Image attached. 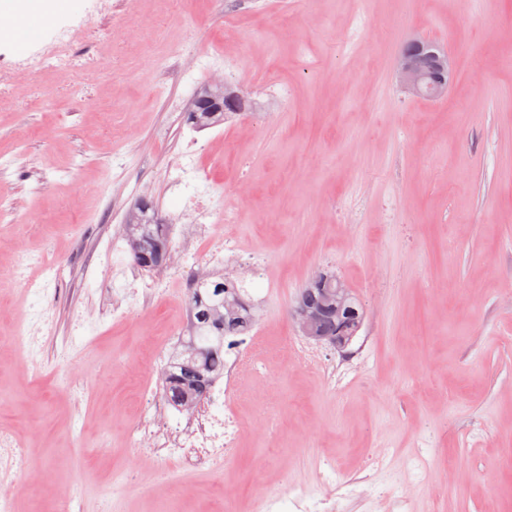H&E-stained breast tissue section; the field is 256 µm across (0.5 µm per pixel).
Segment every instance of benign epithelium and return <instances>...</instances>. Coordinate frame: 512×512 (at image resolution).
<instances>
[{"label": "benign epithelium", "mask_w": 512, "mask_h": 512, "mask_svg": "<svg viewBox=\"0 0 512 512\" xmlns=\"http://www.w3.org/2000/svg\"><path fill=\"white\" fill-rule=\"evenodd\" d=\"M396 72L400 86L408 96L434 99L447 92L453 78V65L447 52L426 41L415 40L401 51ZM246 102L247 96L241 88L221 80L212 81L194 100L197 106L218 112H243L246 110ZM313 282L335 289L336 310L343 308L347 289L341 279L334 280L328 272L321 271ZM289 316L307 339L336 348L340 346L339 341L331 337L315 335L314 328L319 314L308 301H298L289 309Z\"/></svg>", "instance_id": "obj_1"}]
</instances>
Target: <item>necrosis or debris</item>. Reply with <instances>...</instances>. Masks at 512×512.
Segmentation results:
<instances>
[{"instance_id": "obj_1", "label": "necrosis or debris", "mask_w": 512, "mask_h": 512, "mask_svg": "<svg viewBox=\"0 0 512 512\" xmlns=\"http://www.w3.org/2000/svg\"><path fill=\"white\" fill-rule=\"evenodd\" d=\"M114 10L113 0H92L84 15L52 24L47 39L40 46L1 61L0 105L19 109L27 103L32 90L24 77L30 72L63 75L78 71L88 85L103 80L104 74L100 70L81 66L73 44L78 37L95 36V18ZM170 190L184 203L176 221L187 227L178 245L177 276L194 284L208 274L220 271L236 286L247 287L255 281L270 282L268 260L259 255H247L238 240L231 236L208 252L206 264H197L195 256L199 245L211 237L215 224H236L240 217L235 211L217 207L215 188L203 176L196 152L184 155L170 180ZM105 259L112 268L109 315L125 320L148 313L153 299L162 290V280H140L136 267L119 250L107 251ZM286 345L301 364L322 366L326 386L331 390L341 385L357 368L356 362L347 359L321 360L306 340L296 336L287 337ZM248 359L257 365L266 362L259 354L258 338L254 335L225 347L223 380L195 410L173 416L165 402L155 400L152 394H144L138 404L139 424L130 434L132 444L146 450L160 470L174 460L215 471L223 469L235 456L241 442L237 411L245 375L244 362ZM384 455V449H374L357 477L340 476L330 468L320 472L318 479L326 490L320 498L324 512H342L345 496L369 485L373 474L380 471Z\"/></svg>"}]
</instances>
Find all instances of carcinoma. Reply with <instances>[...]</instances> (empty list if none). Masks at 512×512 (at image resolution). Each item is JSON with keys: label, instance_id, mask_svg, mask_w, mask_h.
Returning a JSON list of instances; mask_svg holds the SVG:
<instances>
[{"label": "carcinoma", "instance_id": "carcinoma-1", "mask_svg": "<svg viewBox=\"0 0 512 512\" xmlns=\"http://www.w3.org/2000/svg\"><path fill=\"white\" fill-rule=\"evenodd\" d=\"M225 112H206L194 107L186 122L193 129L221 125ZM126 241L130 254L145 256L137 266L146 271L162 266L168 257V225L161 223L153 205L142 201L126 224ZM252 323L250 303L242 289L211 280L190 289L185 336L171 355L162 374V395L173 407L197 404L212 385L224 375V341L229 336L246 334ZM345 336L352 341L356 323L351 318L336 317L330 312L320 323L316 335Z\"/></svg>", "mask_w": 512, "mask_h": 512}]
</instances>
